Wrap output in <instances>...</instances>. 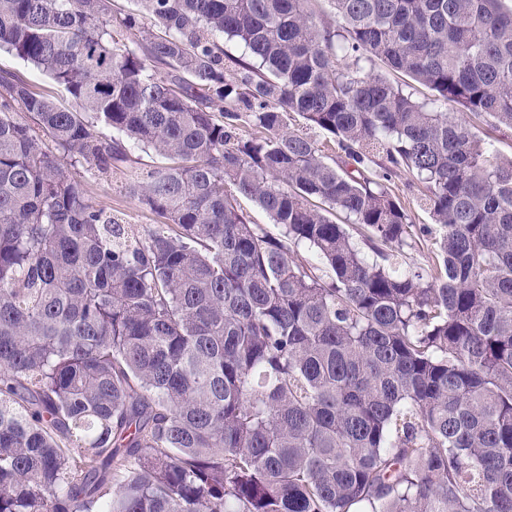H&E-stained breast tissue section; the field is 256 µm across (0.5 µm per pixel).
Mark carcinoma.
<instances>
[{
	"label": "carcinoma",
	"instance_id": "carcinoma-1",
	"mask_svg": "<svg viewBox=\"0 0 512 512\" xmlns=\"http://www.w3.org/2000/svg\"><path fill=\"white\" fill-rule=\"evenodd\" d=\"M310 2L0 0V512H512V4ZM0 71L14 73L25 80L35 93L53 97L62 104L69 105V99L61 87L48 76L4 49H0ZM475 130L482 138L493 145L496 155H512V130H494L482 123H476ZM393 194L405 205L412 216L415 226L412 228L414 237L412 247L405 249L407 263L411 267L426 268L431 261L432 240L426 236H422L419 227L427 224L431 227L432 221L429 214L420 205V192L416 179L406 169H400L393 176L391 182ZM124 181L125 175L116 170L112 172V178L87 176L85 188L93 202L112 210V215L123 224H131L133 229L143 233L148 227L157 224V219L153 213L124 193ZM240 206L250 219L260 224L264 231L271 237L280 238L281 227L277 224H272L267 215L250 199L241 198Z\"/></svg>",
	"mask_w": 512,
	"mask_h": 512
}]
</instances>
